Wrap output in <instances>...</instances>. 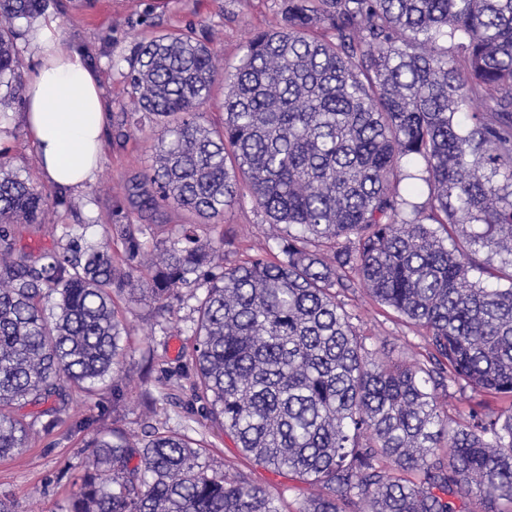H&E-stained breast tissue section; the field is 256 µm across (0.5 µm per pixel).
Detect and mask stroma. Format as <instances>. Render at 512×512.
I'll return each instance as SVG.
<instances>
[{"label":"stroma","instance_id":"stroma-1","mask_svg":"<svg viewBox=\"0 0 512 512\" xmlns=\"http://www.w3.org/2000/svg\"><path fill=\"white\" fill-rule=\"evenodd\" d=\"M148 7L153 10L149 24L143 20ZM46 15L56 20L63 43L86 49L104 95L116 112L129 107L131 101L120 62L135 44L148 41L156 33L189 27L212 30L217 65L230 72L239 65L249 39L283 25L282 0H59L58 7L48 9ZM20 112L12 93L0 87V125L10 130L0 140L11 148V168L31 177L48 201L45 224L19 226V247L31 252L52 247L65 224L82 225L86 240L98 239L103 225L111 221L112 196L123 194L127 180L151 164L153 140L141 132L120 141L105 134L94 182L62 197L36 161ZM224 233L230 239L224 249V262L232 265L268 250L274 244V235H285L286 229L270 228L268 217L245 201L225 208ZM339 300L365 336L369 351L407 362L423 360L425 340L421 329L378 303L363 288L340 292ZM195 304V299L184 298L175 303L165 320L154 316L149 302L123 304L130 352L110 386L93 397L77 395L69 402L68 420L81 423V430L70 432L62 427L39 433L12 459L0 460V498L10 500L15 512H59L68 494L77 488L88 454L85 441L95 433L115 429L138 438L148 419L191 439L206 440L216 467L230 475L248 473L254 483L281 495L289 512H296L301 501L319 494L318 486L292 474L256 465L231 438L205 419L202 402L184 386L186 375L192 372L186 348ZM148 393H167L171 399L158 403L150 413L144 404Z\"/></svg>","mask_w":512,"mask_h":512}]
</instances>
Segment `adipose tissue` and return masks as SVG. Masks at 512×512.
<instances>
[{
  "instance_id": "adipose-tissue-1",
  "label": "adipose tissue",
  "mask_w": 512,
  "mask_h": 512,
  "mask_svg": "<svg viewBox=\"0 0 512 512\" xmlns=\"http://www.w3.org/2000/svg\"><path fill=\"white\" fill-rule=\"evenodd\" d=\"M28 48L37 65L21 122L49 182L63 193L79 191L96 175L109 109L98 73L81 48L61 42L56 22L32 31Z\"/></svg>"
}]
</instances>
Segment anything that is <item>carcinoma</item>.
Masks as SVG:
<instances>
[{
	"label": "carcinoma",
	"mask_w": 512,
	"mask_h": 512,
	"mask_svg": "<svg viewBox=\"0 0 512 512\" xmlns=\"http://www.w3.org/2000/svg\"><path fill=\"white\" fill-rule=\"evenodd\" d=\"M48 7L0 0V86H20L15 22ZM214 58L192 29L125 58L134 108L113 126L157 134L156 154L97 243L65 229L18 250L47 201L0 149V459L34 430L15 407L47 406L52 431L69 390L92 397L121 368L117 300L162 317L193 288L191 394L254 462L321 487L297 512H504L512 405L457 422L440 398L464 383L512 400V0H285L235 71ZM221 76L215 122L200 108ZM246 197L288 233L227 267L224 208ZM171 208L210 234L182 224L149 263ZM356 283L425 331V361L367 349L337 300ZM90 447L65 512H284L156 424Z\"/></svg>",
	"instance_id": "obj_1"
}]
</instances>
